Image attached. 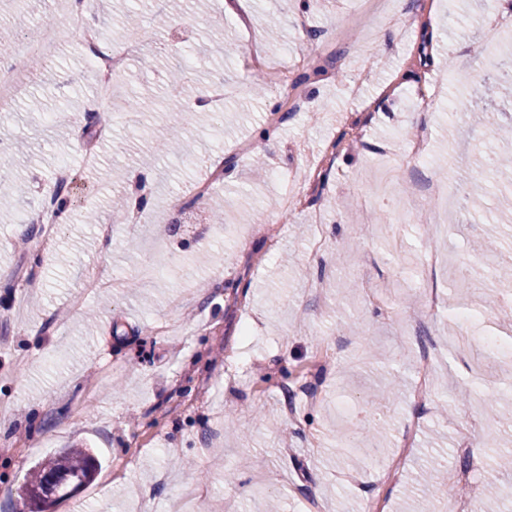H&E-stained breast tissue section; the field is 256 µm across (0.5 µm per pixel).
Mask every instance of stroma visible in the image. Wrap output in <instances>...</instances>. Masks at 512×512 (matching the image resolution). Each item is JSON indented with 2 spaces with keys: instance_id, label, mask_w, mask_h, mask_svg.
<instances>
[{
  "instance_id": "35a3bbf8",
  "label": "stroma",
  "mask_w": 512,
  "mask_h": 512,
  "mask_svg": "<svg viewBox=\"0 0 512 512\" xmlns=\"http://www.w3.org/2000/svg\"><path fill=\"white\" fill-rule=\"evenodd\" d=\"M132 6L149 38L117 79L140 108L97 116L81 25L43 0H0L1 23L69 32L53 69L31 72L22 108L0 114V166L26 160L0 194L28 186L0 216V512L21 507L34 461L66 445L92 449L99 469L56 512H266L271 500L280 512H422L426 500L431 512H490L492 487L512 510V426L487 407L512 355L482 347L512 337L490 303L503 288L495 270L512 264V223H487L503 188L479 184L473 163L486 133L475 113L506 125L512 106L471 94L448 67L458 58L493 73L496 54L512 51V6L96 0L101 48L123 44ZM181 48L195 55L182 84L197 103L189 117L166 96ZM215 82L227 91L219 117L200 104ZM460 94L474 113L454 120L446 105ZM41 113L58 119L37 124ZM418 127L429 131L422 160L405 146ZM331 145L328 175L309 190ZM64 160L75 206L44 243L27 218L52 201ZM215 166L220 181L198 197ZM116 168L127 184L152 172L150 223H114ZM429 179L487 189L481 210L431 242L393 221L400 208L434 220L421 203ZM87 208L111 224L110 247L83 222ZM316 214L325 246L314 254ZM433 245L450 256L445 307L416 328L420 275L404 258ZM91 279L106 288L87 290ZM430 343L433 392L420 395L414 365ZM298 383L307 392L288 419L283 390ZM353 431L359 446L338 448ZM465 462L461 495L425 497V467L450 481Z\"/></svg>"
}]
</instances>
